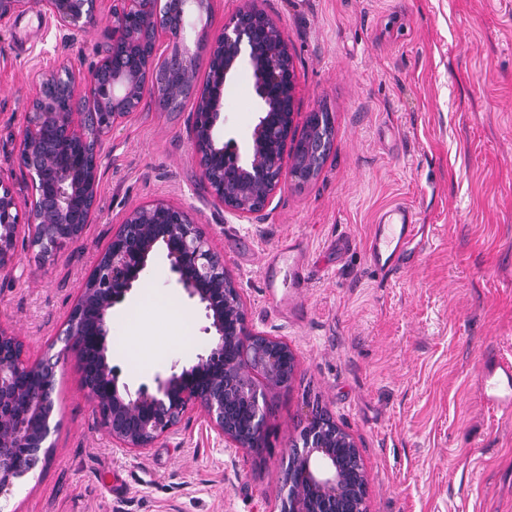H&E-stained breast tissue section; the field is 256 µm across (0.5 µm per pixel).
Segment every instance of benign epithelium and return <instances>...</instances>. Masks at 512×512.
Here are the masks:
<instances>
[{
    "label": "benign epithelium",
    "instance_id": "7a95c632",
    "mask_svg": "<svg viewBox=\"0 0 512 512\" xmlns=\"http://www.w3.org/2000/svg\"><path fill=\"white\" fill-rule=\"evenodd\" d=\"M98 0H37L65 31L77 33L97 21ZM30 0H0V25L30 6ZM213 0H112L109 49L86 81V112L58 109L55 87L75 94L76 75L63 58L35 79L27 123L19 133V164L32 182V197L20 209L0 182V275L18 267L17 242L24 236L42 260L54 259L64 243L84 237L101 187L106 142L148 96L157 94L151 74H175L170 93L196 100L191 115L192 152L212 203L240 219H262L283 176L315 180L331 143L296 109L294 58L281 23L263 0H240L211 40L200 35L195 49L184 42L190 19L211 14ZM174 38L176 50L156 53L159 40ZM206 50L222 64L200 88L190 66L194 51ZM248 67L259 116L246 150L219 134L220 94L239 66ZM161 249L176 283L204 312L211 343L189 366L172 367L154 386L130 389L110 364L106 341L112 310L148 276ZM54 355L30 360L25 343L0 328V496L15 480L50 461L56 405L55 377L75 355L82 385L96 402L102 425L117 448L141 451L175 433L186 415L200 409L206 427L231 448H259L264 439L267 393L291 383L285 363L295 362L288 342L249 327L241 289L193 213L164 200L137 206L112 228L71 310ZM250 416H240L241 407ZM283 479L281 512H365L367 479L351 435L325 411L306 417L300 442Z\"/></svg>",
    "mask_w": 512,
    "mask_h": 512
}]
</instances>
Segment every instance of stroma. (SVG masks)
<instances>
[{
  "label": "stroma",
  "instance_id": "1",
  "mask_svg": "<svg viewBox=\"0 0 512 512\" xmlns=\"http://www.w3.org/2000/svg\"><path fill=\"white\" fill-rule=\"evenodd\" d=\"M294 55L297 108L328 109L329 157L312 182L284 180L265 220L216 208L192 158L183 111L147 103L112 136L83 239L44 263L18 244L24 275L0 277V326L36 360L66 327L85 279L124 213L157 199L191 210L236 278L252 329L283 338L292 382L271 392L262 447L229 448L202 411L154 447H115L81 385L76 358L56 374L59 426L47 466L16 481L0 512H280V491L309 408L354 438L368 481L367 512H512V415L481 400L483 363L512 360V0H265ZM100 20L63 46L57 22L30 7L0 27V184L31 196L19 166L35 72L58 57L88 74L108 42ZM225 138L246 144L258 118L240 70L223 93ZM410 207L417 263L382 276L367 260L373 224ZM298 240L306 285L288 318L265 293L264 254ZM147 287L176 295L182 336L134 298L114 308L108 356L130 387L187 365L209 338L201 311L151 261ZM150 320V364L125 338Z\"/></svg>",
  "mask_w": 512,
  "mask_h": 512
}]
</instances>
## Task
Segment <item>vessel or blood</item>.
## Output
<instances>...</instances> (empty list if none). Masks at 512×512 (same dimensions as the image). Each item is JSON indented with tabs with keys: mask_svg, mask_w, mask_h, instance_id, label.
I'll return each mask as SVG.
<instances>
[{
	"mask_svg": "<svg viewBox=\"0 0 512 512\" xmlns=\"http://www.w3.org/2000/svg\"><path fill=\"white\" fill-rule=\"evenodd\" d=\"M416 226L411 211L403 205L385 210L377 219L368 244V261L378 270L393 273L414 257ZM289 263L296 275V287L306 284L305 269L292 245L280 244L266 252L261 265V276L267 293L273 294L281 286L279 269ZM481 395L486 403L502 413L512 412V361L498 360L485 367L481 378Z\"/></svg>",
	"mask_w": 512,
	"mask_h": 512,
	"instance_id": "vessel-or-blood-1",
	"label": "vessel or blood"
}]
</instances>
